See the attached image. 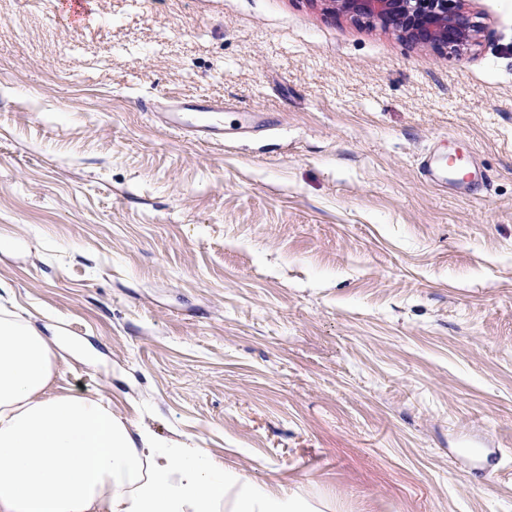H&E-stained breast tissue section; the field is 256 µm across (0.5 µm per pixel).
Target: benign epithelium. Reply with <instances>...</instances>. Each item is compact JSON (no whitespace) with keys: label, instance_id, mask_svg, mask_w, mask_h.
Returning <instances> with one entry per match:
<instances>
[{"label":"benign epithelium","instance_id":"1","mask_svg":"<svg viewBox=\"0 0 512 512\" xmlns=\"http://www.w3.org/2000/svg\"><path fill=\"white\" fill-rule=\"evenodd\" d=\"M357 20L391 27L404 38L460 54L477 25L464 0H329Z\"/></svg>","mask_w":512,"mask_h":512}]
</instances>
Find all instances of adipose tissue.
Masks as SVG:
<instances>
[{
    "label": "adipose tissue",
    "mask_w": 512,
    "mask_h": 512,
    "mask_svg": "<svg viewBox=\"0 0 512 512\" xmlns=\"http://www.w3.org/2000/svg\"><path fill=\"white\" fill-rule=\"evenodd\" d=\"M55 351L0 314V512H215L223 463L164 455L96 399L51 394Z\"/></svg>",
    "instance_id": "ef3b65f1"
}]
</instances>
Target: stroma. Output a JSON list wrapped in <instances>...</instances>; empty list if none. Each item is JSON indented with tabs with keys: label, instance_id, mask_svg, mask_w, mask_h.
Here are the masks:
<instances>
[{
	"label": "stroma",
	"instance_id": "stroma-1",
	"mask_svg": "<svg viewBox=\"0 0 512 512\" xmlns=\"http://www.w3.org/2000/svg\"><path fill=\"white\" fill-rule=\"evenodd\" d=\"M465 8L456 56L327 0H0V310L53 393L206 449L218 512H512V0ZM198 95L263 120L167 128ZM202 108L198 113H208L213 121L204 124H193L189 122L187 116L193 112H184L188 107L176 104L171 112H163L164 124L171 129L186 130L195 134L199 139L207 142L224 141V125L219 123L218 115L224 112L223 102L200 101ZM421 174L427 180L439 181L445 185L450 183L460 191L468 188L471 178L467 171H456L448 166V160L445 158L438 165L426 159L422 163ZM282 499L269 492L265 486L256 488L252 494L245 498L236 512H301L303 510H290L282 508Z\"/></svg>",
	"mask_w": 512,
	"mask_h": 512
}]
</instances>
